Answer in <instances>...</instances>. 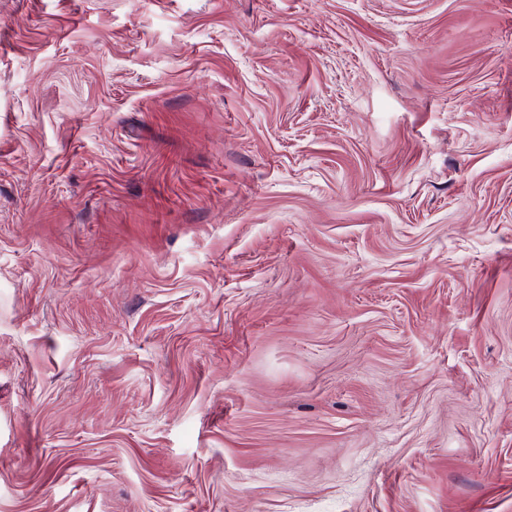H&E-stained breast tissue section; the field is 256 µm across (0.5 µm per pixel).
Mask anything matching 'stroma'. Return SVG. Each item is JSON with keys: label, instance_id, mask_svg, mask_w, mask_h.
Returning a JSON list of instances; mask_svg holds the SVG:
<instances>
[{"label": "stroma", "instance_id": "35a3bbf8", "mask_svg": "<svg viewBox=\"0 0 512 512\" xmlns=\"http://www.w3.org/2000/svg\"><path fill=\"white\" fill-rule=\"evenodd\" d=\"M0 512H512V0H0Z\"/></svg>", "mask_w": 512, "mask_h": 512}]
</instances>
